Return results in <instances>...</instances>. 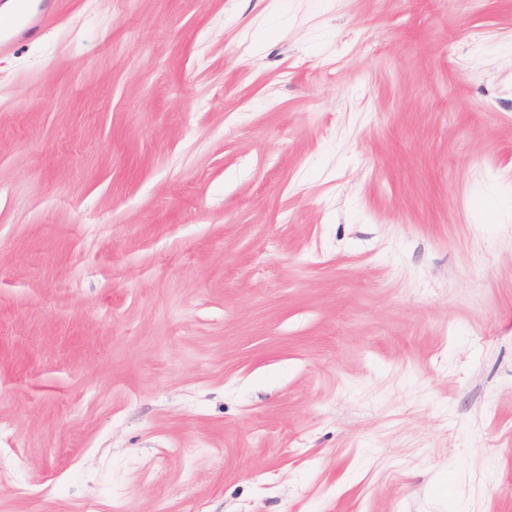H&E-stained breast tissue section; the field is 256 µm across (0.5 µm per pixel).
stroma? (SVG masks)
Segmentation results:
<instances>
[{
  "label": "stroma",
  "instance_id": "obj_1",
  "mask_svg": "<svg viewBox=\"0 0 512 512\" xmlns=\"http://www.w3.org/2000/svg\"><path fill=\"white\" fill-rule=\"evenodd\" d=\"M29 7L0 512H512V0Z\"/></svg>",
  "mask_w": 512,
  "mask_h": 512
}]
</instances>
